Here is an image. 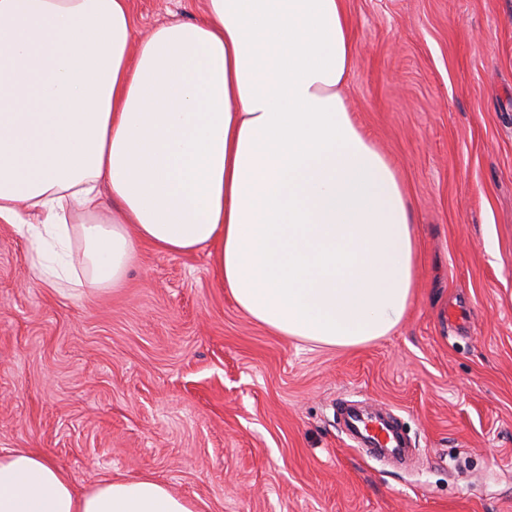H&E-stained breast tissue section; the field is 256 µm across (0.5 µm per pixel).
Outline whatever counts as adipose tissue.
<instances>
[{"instance_id": "obj_1", "label": "adipose tissue", "mask_w": 512, "mask_h": 512, "mask_svg": "<svg viewBox=\"0 0 512 512\" xmlns=\"http://www.w3.org/2000/svg\"><path fill=\"white\" fill-rule=\"evenodd\" d=\"M134 40L130 0H0V223L55 288L124 283L139 244L208 250L276 335H390L419 261L394 166L348 110L344 0H203ZM0 512H193L149 477L77 493L0 448Z\"/></svg>"}]
</instances>
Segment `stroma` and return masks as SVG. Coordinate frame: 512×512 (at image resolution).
Returning a JSON list of instances; mask_svg holds the SVG:
<instances>
[{"label":"stroma","instance_id":"35a3bbf8","mask_svg":"<svg viewBox=\"0 0 512 512\" xmlns=\"http://www.w3.org/2000/svg\"><path fill=\"white\" fill-rule=\"evenodd\" d=\"M135 34L200 0H131ZM348 108L396 168L418 288L389 336L326 348L240 310L206 252L137 249L123 288L60 293L0 223V448L86 492L152 477L194 512H512V0H347ZM390 411L409 465L351 447Z\"/></svg>","mask_w":512,"mask_h":512}]
</instances>
